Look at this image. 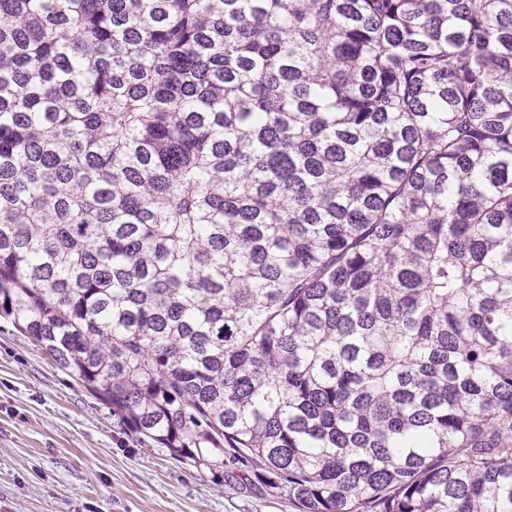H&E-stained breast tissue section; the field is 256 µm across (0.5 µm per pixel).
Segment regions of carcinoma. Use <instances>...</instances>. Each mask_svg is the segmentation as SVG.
<instances>
[{
    "instance_id": "carcinoma-1",
    "label": "carcinoma",
    "mask_w": 512,
    "mask_h": 512,
    "mask_svg": "<svg viewBox=\"0 0 512 512\" xmlns=\"http://www.w3.org/2000/svg\"><path fill=\"white\" fill-rule=\"evenodd\" d=\"M0 318L297 512H512V0H0Z\"/></svg>"
}]
</instances>
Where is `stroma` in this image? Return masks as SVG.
Listing matches in <instances>:
<instances>
[{
  "label": "stroma",
  "mask_w": 512,
  "mask_h": 512,
  "mask_svg": "<svg viewBox=\"0 0 512 512\" xmlns=\"http://www.w3.org/2000/svg\"><path fill=\"white\" fill-rule=\"evenodd\" d=\"M130 433L29 337L0 320V512H296Z\"/></svg>",
  "instance_id": "stroma-1"
}]
</instances>
